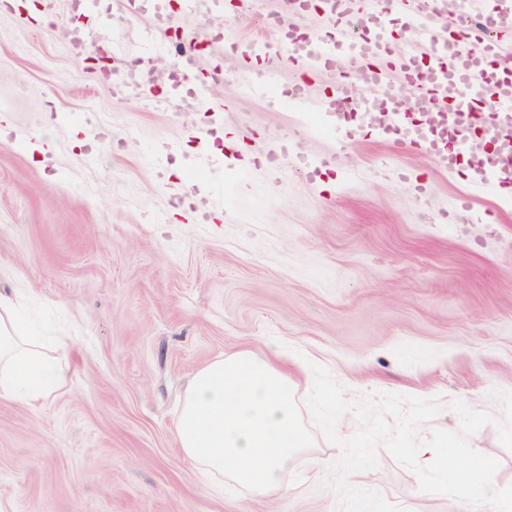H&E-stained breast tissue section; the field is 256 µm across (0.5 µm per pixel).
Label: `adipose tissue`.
I'll list each match as a JSON object with an SVG mask.
<instances>
[{"mask_svg":"<svg viewBox=\"0 0 512 512\" xmlns=\"http://www.w3.org/2000/svg\"><path fill=\"white\" fill-rule=\"evenodd\" d=\"M23 295H0V399L43 403L65 389L71 366L46 355L22 317ZM288 367L243 349L219 357L192 377L175 437L186 458L213 477L264 497L285 492L289 469L318 474L324 461L299 458L307 438L289 393Z\"/></svg>","mask_w":512,"mask_h":512,"instance_id":"obj_1","label":"adipose tissue"}]
</instances>
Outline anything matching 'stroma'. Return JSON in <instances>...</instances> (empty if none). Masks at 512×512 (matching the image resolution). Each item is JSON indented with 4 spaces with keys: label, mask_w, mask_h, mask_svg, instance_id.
<instances>
[{
    "label": "stroma",
    "mask_w": 512,
    "mask_h": 512,
    "mask_svg": "<svg viewBox=\"0 0 512 512\" xmlns=\"http://www.w3.org/2000/svg\"><path fill=\"white\" fill-rule=\"evenodd\" d=\"M30 0L0 8V294L22 290L29 316L67 336L74 372L44 406L0 400V502L10 512H340L326 478L302 469L265 498L204 476L173 435L191 376L249 346L302 368L291 388L305 455L341 450L313 424L312 364L354 401L374 392L460 399L504 418L491 391L512 392V199L471 195L462 169L361 133L339 144L305 131L302 113L242 93L236 51L206 49L196 70L227 110L220 128L234 189L221 219L199 221L177 198L204 165L202 116L161 91L118 98L102 65L68 48L81 28L99 46L138 53L149 18L102 25L59 0L47 24ZM216 9L180 18L185 40L221 22L243 40L263 24ZM96 112L104 138L84 141L68 116ZM35 136L21 150L11 132ZM175 146L163 167L149 148ZM318 170L306 178L300 158ZM470 445L500 462L512 449L486 426ZM358 485L399 512H467L425 494L385 446Z\"/></svg>",
    "instance_id": "stroma-1"
}]
</instances>
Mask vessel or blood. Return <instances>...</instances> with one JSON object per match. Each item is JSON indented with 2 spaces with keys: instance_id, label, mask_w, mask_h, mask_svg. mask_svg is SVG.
I'll use <instances>...</instances> for the list:
<instances>
[{
  "instance_id": "obj_1",
  "label": "vessel or blood",
  "mask_w": 512,
  "mask_h": 512,
  "mask_svg": "<svg viewBox=\"0 0 512 512\" xmlns=\"http://www.w3.org/2000/svg\"><path fill=\"white\" fill-rule=\"evenodd\" d=\"M340 11L323 14L320 32L310 33L304 47L293 39L254 38L239 46L243 71L239 85L249 96L311 115L333 111L338 101L348 98L345 84L330 95H315L307 84H294L287 97L266 64L286 62L314 74L347 75L364 71L363 104L380 99L391 103V131L397 142L433 157L447 170L467 162L470 189L478 196H498L512 186V170L502 163L512 156V72L496 75L490 68L505 54L498 32L512 30V11L482 10V0H460L464 17L477 21L476 32L484 38L481 54H474L467 36L449 38L447 0H389L400 9L402 50L389 60L380 0H342ZM171 15L153 16L142 31V57L150 61L167 50L165 33ZM392 61L412 88L414 110L434 112L441 119L439 134L409 123L399 105V85L383 66Z\"/></svg>"
}]
</instances>
